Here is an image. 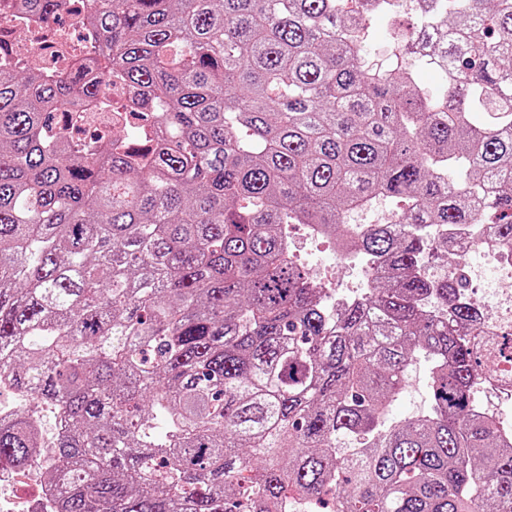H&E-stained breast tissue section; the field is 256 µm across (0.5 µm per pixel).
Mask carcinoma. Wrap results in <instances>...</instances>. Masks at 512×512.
<instances>
[{
  "mask_svg": "<svg viewBox=\"0 0 512 512\" xmlns=\"http://www.w3.org/2000/svg\"><path fill=\"white\" fill-rule=\"evenodd\" d=\"M4 1L64 36L66 0ZM84 21L91 84L0 57V471L47 463L58 512H512L474 391L512 341L470 339L465 263L420 273L452 250L425 225L512 240V0H90ZM90 98L112 129L61 133ZM382 199L402 223L349 237ZM288 224L383 260L369 295H327ZM420 360L427 410L392 421Z\"/></svg>",
  "mask_w": 512,
  "mask_h": 512,
  "instance_id": "obj_1",
  "label": "carcinoma"
}]
</instances>
